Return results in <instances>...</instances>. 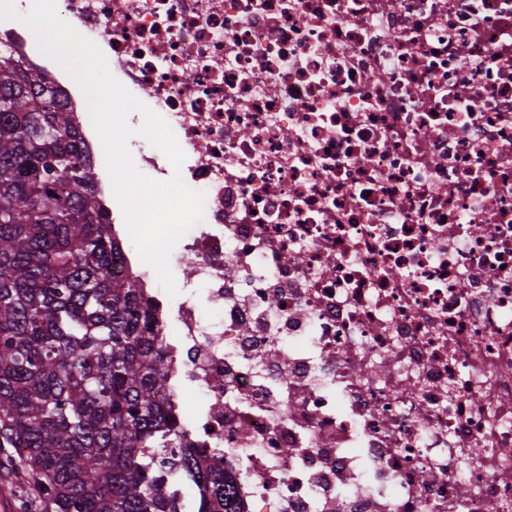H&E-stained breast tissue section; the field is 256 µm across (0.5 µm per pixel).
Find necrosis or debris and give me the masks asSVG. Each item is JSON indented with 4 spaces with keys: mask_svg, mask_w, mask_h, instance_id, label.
Wrapping results in <instances>:
<instances>
[{
    "mask_svg": "<svg viewBox=\"0 0 512 512\" xmlns=\"http://www.w3.org/2000/svg\"><path fill=\"white\" fill-rule=\"evenodd\" d=\"M204 218L148 288L238 512H512V0H57ZM73 113L85 96L7 19ZM204 293L211 317L195 303Z\"/></svg>",
    "mask_w": 512,
    "mask_h": 512,
    "instance_id": "necrosis-or-debris-1",
    "label": "necrosis or debris"
}]
</instances>
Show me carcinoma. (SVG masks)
Masks as SVG:
<instances>
[{
	"label": "carcinoma",
	"instance_id": "obj_1",
	"mask_svg": "<svg viewBox=\"0 0 512 512\" xmlns=\"http://www.w3.org/2000/svg\"><path fill=\"white\" fill-rule=\"evenodd\" d=\"M120 246L67 105L40 74L0 64V450L40 512H236L220 460L182 448L170 357Z\"/></svg>",
	"mask_w": 512,
	"mask_h": 512
}]
</instances>
